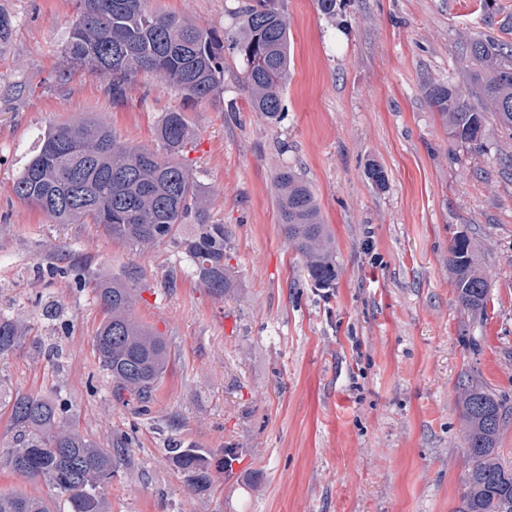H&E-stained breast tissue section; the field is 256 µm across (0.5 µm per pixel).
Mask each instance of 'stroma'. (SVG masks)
Masks as SVG:
<instances>
[{
    "label": "stroma",
    "instance_id": "1",
    "mask_svg": "<svg viewBox=\"0 0 512 512\" xmlns=\"http://www.w3.org/2000/svg\"><path fill=\"white\" fill-rule=\"evenodd\" d=\"M238 4L150 0L220 31L233 29ZM282 5L292 60L271 124L249 109L229 53L217 100L184 102L152 74L121 105L97 72L58 83L73 0H0L13 21L0 45V315L25 328L0 355V457L15 395L53 394L86 438L128 441L104 486L111 512H460L457 384L474 373L512 401V131L488 118L481 148L465 147L424 87L468 92L466 44L512 42V0H344L333 18L315 0ZM229 101L237 112H225ZM180 106L208 213L230 236L232 287L220 297L171 244L133 252L97 225L50 223L12 190L47 126L99 119L152 148L164 112ZM370 161L385 190L366 178ZM285 166L309 183L334 236V287H312L279 231L272 180ZM462 234L491 280L482 318L460 306L448 268ZM76 262L98 277L143 272L134 313L170 350L148 414L117 402L99 367L92 289L46 273ZM174 440L215 461L235 449L231 470L191 490L168 459Z\"/></svg>",
    "mask_w": 512,
    "mask_h": 512
}]
</instances>
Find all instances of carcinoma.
Masks as SVG:
<instances>
[{
	"mask_svg": "<svg viewBox=\"0 0 512 512\" xmlns=\"http://www.w3.org/2000/svg\"><path fill=\"white\" fill-rule=\"evenodd\" d=\"M76 13L62 41L70 68H88L112 76V103L122 104L133 78L156 75L186 101L217 99L224 93V51L243 63V83L252 111L276 123L284 111L283 88L290 70L288 20L280 0H242L233 32L202 29L184 17L148 7V0H74ZM467 50L477 63L471 73L470 102L445 83L424 89L429 105L448 132L463 144L480 145L488 115L512 130V43L478 38ZM194 130L181 108L164 113L156 128L159 149L127 145L112 127L76 119L45 129L39 146L13 183L18 200L40 210L55 224H97L135 251L162 241L186 255L195 277L221 296L230 287L228 233L209 218L185 149ZM365 174L378 190L387 175L375 161ZM273 189L280 231L302 259L318 288L338 278L335 241L324 224L309 183L297 171L276 172ZM448 268L457 300L474 315L486 311L489 276L466 235L448 247ZM139 271L122 278L90 281L104 311L94 346L103 370L112 376L113 395L138 412H148L152 393L170 361L166 340L134 316L132 285ZM24 328L0 316V354L16 349ZM469 468L460 512H512V463L498 448L502 429L512 418V404L469 376L459 385ZM13 449L4 465L13 473L41 479L56 490L66 512H109L101 485L112 478L124 442L99 447L75 428L67 404L39 394L15 396L11 411ZM175 466L189 475L196 490L212 482L211 462L196 448L175 443L168 449ZM0 512H53L40 496L0 494Z\"/></svg>",
	"mask_w": 512,
	"mask_h": 512,
	"instance_id": "carcinoma-1",
	"label": "carcinoma"
}]
</instances>
